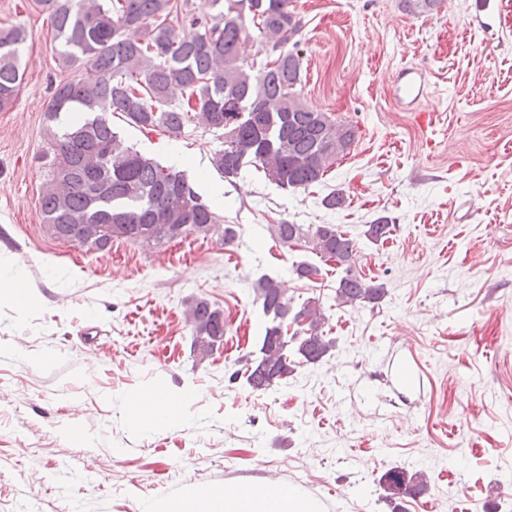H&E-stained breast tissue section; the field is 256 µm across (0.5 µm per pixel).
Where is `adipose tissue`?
Listing matches in <instances>:
<instances>
[{
  "label": "adipose tissue",
  "mask_w": 512,
  "mask_h": 512,
  "mask_svg": "<svg viewBox=\"0 0 512 512\" xmlns=\"http://www.w3.org/2000/svg\"><path fill=\"white\" fill-rule=\"evenodd\" d=\"M187 394L158 388L141 395L132 412L145 426L173 424L182 415ZM159 512H319L316 503L273 485H194L185 495L168 499Z\"/></svg>",
  "instance_id": "1"
}]
</instances>
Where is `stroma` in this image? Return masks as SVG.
Returning a JSON list of instances; mask_svg holds the SVG:
<instances>
[{
    "label": "stroma",
    "instance_id": "35a3bbf8",
    "mask_svg": "<svg viewBox=\"0 0 512 512\" xmlns=\"http://www.w3.org/2000/svg\"><path fill=\"white\" fill-rule=\"evenodd\" d=\"M477 25L479 0H443L428 16L401 0H291L306 103L352 125L350 149L320 183L284 190L247 170L229 184L202 129L172 140L115 120L162 164L182 158L220 232L93 252L56 239L39 196L52 153L45 112L61 70L46 12L0 0L23 28L26 68L0 112V271L26 306L0 301V512H153L210 483L270 481L321 512H499L512 492V0ZM423 69L422 113L386 91ZM341 192L342 207L325 196ZM387 217L389 238L365 226ZM335 224L356 267L383 285L378 303H336L335 263L280 244L273 225ZM318 272L300 278L296 264ZM282 281L318 299L331 355L255 392L231 380L267 319L252 285ZM206 299L224 314V345L200 360L183 311ZM156 386L193 396L184 420L145 430L130 415ZM429 476L421 494L387 502L379 479Z\"/></svg>",
    "mask_w": 512,
    "mask_h": 512
}]
</instances>
